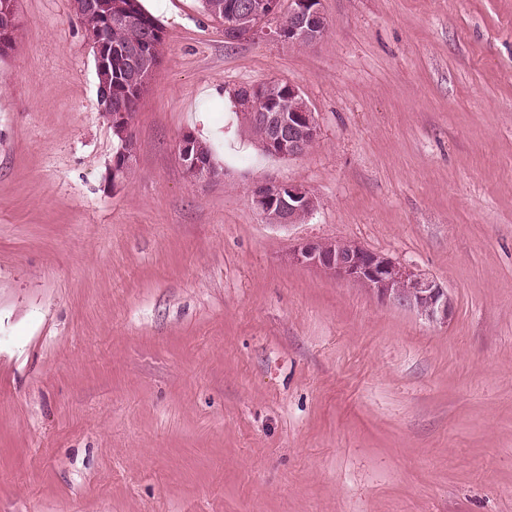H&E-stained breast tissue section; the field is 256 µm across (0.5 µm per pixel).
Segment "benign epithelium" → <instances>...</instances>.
Wrapping results in <instances>:
<instances>
[{
	"label": "benign epithelium",
	"mask_w": 512,
	"mask_h": 512,
	"mask_svg": "<svg viewBox=\"0 0 512 512\" xmlns=\"http://www.w3.org/2000/svg\"><path fill=\"white\" fill-rule=\"evenodd\" d=\"M268 8L255 23L226 25L225 36L231 41L251 38L281 39V26H270L280 10V0H264ZM288 42L302 41L312 45L324 37L326 16L321 0H289ZM288 99L293 107L276 114L273 133L263 143L266 151L282 156H299L306 147L318 140L320 127L300 89L288 84ZM179 154L190 176L204 167L200 156L193 152L192 138L183 135ZM251 203L264 219L275 224H292L294 219L313 214L316 203L309 191L287 182H263L251 190ZM290 259L299 265L329 272L341 281H352L369 289L382 301L407 306L431 322L444 323L451 313L448 289L415 266L385 253L369 250L355 242L314 241L299 243Z\"/></svg>",
	"instance_id": "1"
}]
</instances>
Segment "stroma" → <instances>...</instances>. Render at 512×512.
<instances>
[{
	"mask_svg": "<svg viewBox=\"0 0 512 512\" xmlns=\"http://www.w3.org/2000/svg\"><path fill=\"white\" fill-rule=\"evenodd\" d=\"M141 4L165 40L120 181L69 0H18L0 56V512H512V0H323L310 47ZM273 80L304 155L241 132ZM264 181L315 212L267 223ZM306 239L416 264L451 316L291 262ZM286 83L271 81L264 84L258 90V95L263 100L258 96H251L252 89H256L258 86L242 87L249 92L246 102V107L249 110L253 111L263 101L257 112H249L251 118L244 121L243 126L244 132L262 142L269 130L268 117L278 112L275 116V129L263 143V147L272 154L292 157L304 154L308 144L318 140L320 127L300 89L291 83ZM235 99L238 105L244 106L242 94L236 93ZM290 100L294 105L288 111ZM188 135L189 134H184L182 136L179 147V154L183 159V164L187 173L194 178L196 173L200 172L204 167V163L200 156L196 152H193V149H196L208 163V167L201 174L211 176V174H214V165L210 150L206 146L202 145L196 138L194 139L193 148L192 138Z\"/></svg>",
	"mask_w": 512,
	"mask_h": 512,
	"instance_id": "stroma-1",
	"label": "stroma"
}]
</instances>
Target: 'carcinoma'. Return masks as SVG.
Masks as SVG:
<instances>
[{
  "mask_svg": "<svg viewBox=\"0 0 512 512\" xmlns=\"http://www.w3.org/2000/svg\"><path fill=\"white\" fill-rule=\"evenodd\" d=\"M209 16L226 24L253 23L259 16V0H202ZM86 35L104 40L112 45V69L97 67L99 105L103 97L112 93V110L106 114L112 122L113 134L121 142V151L112 167L125 178L129 167L123 165V152L132 147L128 126L116 121L114 113L133 115L137 102L147 90L154 68L159 64L160 47L164 40L161 26L145 12L140 0H94V4L81 17ZM258 95L263 99L259 110L243 122L244 132L254 139L264 141L269 130L268 117L276 112H286L288 84L271 81L264 84Z\"/></svg>",
  "mask_w": 512,
  "mask_h": 512,
  "instance_id": "cac0c4a2",
  "label": "carcinoma"
}]
</instances>
